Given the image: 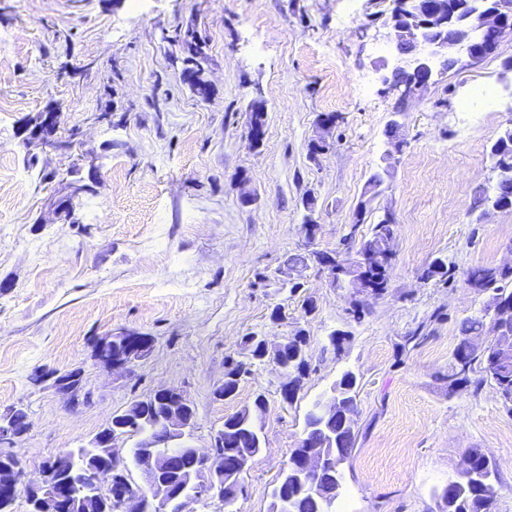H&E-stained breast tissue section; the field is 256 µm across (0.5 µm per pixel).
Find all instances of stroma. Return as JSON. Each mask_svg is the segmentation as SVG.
<instances>
[{
    "mask_svg": "<svg viewBox=\"0 0 512 512\" xmlns=\"http://www.w3.org/2000/svg\"><path fill=\"white\" fill-rule=\"evenodd\" d=\"M378 0H0V414L30 429L11 451L27 477L88 445L113 414L162 387L196 405L192 443L265 394V447L236 512H269L305 416L345 372L358 382L356 442L335 512H438L435 490L465 448L499 466L493 512H512V406L491 382L449 392L459 321L485 296L478 266L512 262V211L480 218L491 144L512 122L498 55L451 71L410 103L404 146L365 216L392 212L386 294L355 319L313 252L339 250L381 168L395 95ZM210 92L184 79L186 40ZM266 103V137L249 136ZM57 111L55 146L34 138ZM329 147L309 144L325 116ZM90 192H82V185ZM249 201H242V194ZM318 223L306 230L307 219ZM298 287L280 284L291 258ZM449 281L423 279L435 259ZM421 330L418 344L404 338ZM135 332L150 353L132 371L94 358L99 338ZM303 333L309 368L293 403L277 368L255 365L226 400L225 362L252 336ZM81 371L76 399L56 376Z\"/></svg>",
    "mask_w": 512,
    "mask_h": 512,
    "instance_id": "1",
    "label": "stroma"
}]
</instances>
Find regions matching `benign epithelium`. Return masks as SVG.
<instances>
[{"label": "benign epithelium", "mask_w": 512, "mask_h": 512, "mask_svg": "<svg viewBox=\"0 0 512 512\" xmlns=\"http://www.w3.org/2000/svg\"><path fill=\"white\" fill-rule=\"evenodd\" d=\"M388 7L381 12L383 25L396 54L392 61H383L389 69L384 82L398 92V100L408 103L421 98L437 79L465 65L476 63L473 52L468 50L472 32L477 28L507 27L512 23V12L501 0L495 8L488 5L494 0H483L486 7L473 14L457 18L442 9L438 3L422 8L421 0H388ZM56 113L40 115L42 137L48 146H55L52 136L56 129ZM319 263L327 268L330 286L350 288L353 295L370 293L366 287L367 273L350 272L347 261L338 259L326 263L316 254ZM150 347L142 344V337L130 332L106 335L99 339L96 360L106 368L128 371L149 353ZM266 362L280 369V392L283 399L288 393L300 389L302 379L271 355ZM154 396L167 400L168 407L157 416L158 428L177 436L180 444H163L152 435L141 436L136 468L141 482L135 492L118 491L129 486L132 480L122 458L114 450V441L131 434L136 429V419L123 412L112 417L103 428L106 455L98 464H85L89 457L97 456V448H79L56 455L40 471L34 481L25 480L19 458L8 451L0 452V509L8 512L19 494H24L28 512H79L81 505L92 501L99 512H190L188 505L206 498L222 512L224 504L238 498V492L225 494L224 484V429L214 431L210 446L197 448L190 444L196 408L186 391L180 387H163ZM29 425L17 426L7 418H0V445L12 444V439L27 433ZM190 455L196 468L192 474H183L177 467L179 456ZM299 469L305 487L313 490L316 479L323 473H334V488L323 501L331 508L341 494L343 473L336 458L316 450L307 452Z\"/></svg>", "instance_id": "obj_1"}]
</instances>
